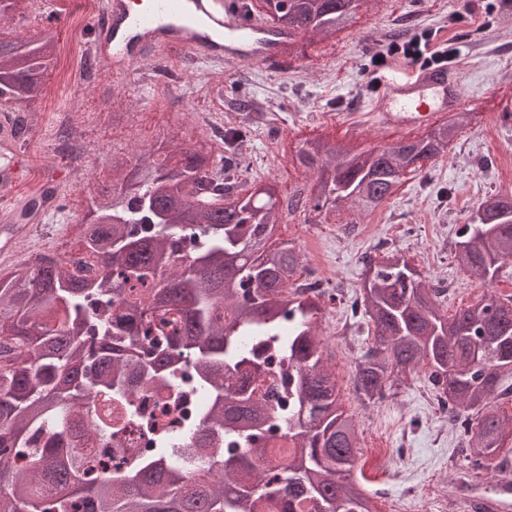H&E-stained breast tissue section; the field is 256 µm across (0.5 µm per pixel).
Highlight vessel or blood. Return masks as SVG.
<instances>
[{
    "label": "vessel or blood",
    "instance_id": "b4317fda",
    "mask_svg": "<svg viewBox=\"0 0 512 512\" xmlns=\"http://www.w3.org/2000/svg\"><path fill=\"white\" fill-rule=\"evenodd\" d=\"M91 40L97 58L121 88L135 78L145 55L161 59L181 54L203 63L271 71L287 65L298 35L245 14L241 0H149L139 8L133 0H104ZM375 85L368 115L395 134L425 126L442 112L470 103L454 67L382 72ZM23 169L24 158L17 149L0 154V226L8 231L19 223L40 222L57 197L55 183L46 182L36 197L37 210L24 215L25 205L16 199ZM494 489V495L475 497L479 512H512V477L497 475Z\"/></svg>",
    "mask_w": 512,
    "mask_h": 512
}]
</instances>
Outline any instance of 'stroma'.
<instances>
[{"mask_svg":"<svg viewBox=\"0 0 512 512\" xmlns=\"http://www.w3.org/2000/svg\"><path fill=\"white\" fill-rule=\"evenodd\" d=\"M81 2L73 0L61 24L54 27L58 59L46 74L32 124L51 145L58 140L55 113H70L75 135L83 137L88 147L86 163L77 169L58 155L44 167L47 176H60L59 195L69 207L39 222L29 240H15L18 252L27 245H45L65 233L79 235L81 225L92 220L93 185L112 181L107 165L111 155L130 153L137 146L163 153L176 141L195 145L206 136L203 116H223L230 102L242 93L264 102L273 116L271 122L254 126L250 134L248 180L274 182L278 196H286L295 182L307 187L313 182L307 169L283 161L284 156H295L305 140L324 136L358 152L376 146L395 147L396 137L369 124L354 130L332 120L317 125L311 117L292 122L288 116L299 102L308 103L312 113L363 111L369 96V75L362 67L365 51L386 48L392 33H400L406 40L415 32L434 30L441 39L457 42L453 65L461 71L464 90L473 100L458 116L470 138L450 143L428 174L406 175L384 203L381 220H374L369 213L337 214L333 217L336 233L329 236L320 230V212L310 208L306 223L285 220L276 226L277 238L294 243L301 253L314 251L325 258L343 295L342 300L323 303L317 331L341 386L344 407L357 420L362 446L357 470L363 475L362 485L369 492L395 498L415 489L419 497L410 512H457L446 493L467 462L457 448L455 427L435 414L431 403L434 391L426 371L395 385L393 395L383 402L361 403L354 394L351 376L356 358L367 347L368 333L362 328L340 337L334 334L333 323L351 321V305L361 294V259L384 247L405 253L430 285L455 287V295L439 300L443 314L453 315L487 293L503 299L512 297V262L502 263L493 281L486 282L462 272L451 259V244L463 224L474 217L480 201L492 193L512 196V181L496 177L502 151L512 150V123L500 119L503 104L512 102V14H486L487 0H472L474 12L464 29L467 37L462 40L459 31L448 24L458 0H369L357 22L332 38L303 36L304 53L286 70L216 67L213 71L224 83V92L218 95L197 81L198 75L208 70L206 65L185 62L179 73L180 94L160 100L145 83L114 87L106 69L97 86L63 84L64 72L80 64L73 46L86 49L91 44L92 21L83 17ZM491 119L498 123L499 140L486 144L478 132ZM448 188L453 191L448 212L435 223H419L420 198L439 201L441 192ZM425 249L438 255L436 267L421 265L420 253ZM377 447L397 450L396 482L388 483L381 477L370 456L371 449Z\"/></svg>","mask_w":512,"mask_h":512,"instance_id":"obj_1","label":"stroma"}]
</instances>
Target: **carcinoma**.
<instances>
[{
	"instance_id": "cac0c4a2",
	"label": "carcinoma",
	"mask_w": 512,
	"mask_h": 512,
	"mask_svg": "<svg viewBox=\"0 0 512 512\" xmlns=\"http://www.w3.org/2000/svg\"><path fill=\"white\" fill-rule=\"evenodd\" d=\"M364 2L262 0V8L273 23L318 36L345 29ZM55 59L51 29L34 41L0 38V110L40 98ZM447 128L374 153L369 164L329 139L305 141L298 157L317 174L313 209L378 208L406 172L443 156ZM212 151L208 143L176 161L112 156L121 179L102 190L82 240L100 276L77 279L56 260L0 276V512H262L269 503L279 512H377L354 479L360 436L324 357L321 307L291 290L302 256L273 239L280 199L240 181L239 143ZM480 206L453 259L486 281L512 260V197L489 194ZM362 264L363 302L351 308L373 339L355 363L358 399L382 401L424 367L463 430L467 457L477 466L491 459L512 440V417L492 404L501 377L512 375V303L486 294L449 317L402 253ZM171 309L180 313L172 335H153ZM187 372L207 405L161 433L149 454L112 473L77 450L84 433L100 448L116 443L133 416L132 384L171 389ZM268 373L286 419L248 389L250 377ZM103 394L115 402L108 419L92 406ZM272 430L288 441L280 450L288 465L266 469Z\"/></svg>"
}]
</instances>
